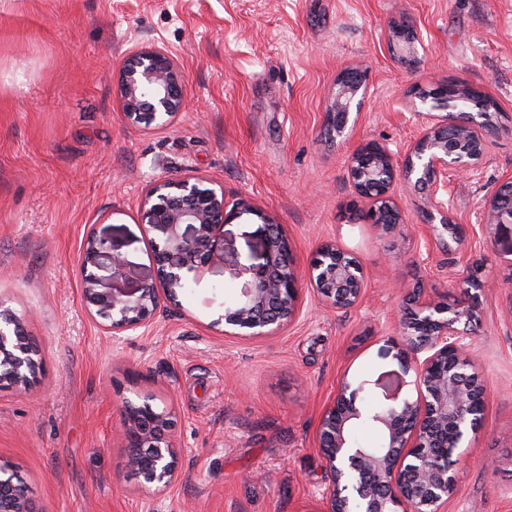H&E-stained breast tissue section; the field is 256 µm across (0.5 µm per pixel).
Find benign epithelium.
Listing matches in <instances>:
<instances>
[{
  "instance_id": "benign-epithelium-1",
  "label": "benign epithelium",
  "mask_w": 512,
  "mask_h": 512,
  "mask_svg": "<svg viewBox=\"0 0 512 512\" xmlns=\"http://www.w3.org/2000/svg\"><path fill=\"white\" fill-rule=\"evenodd\" d=\"M420 33L398 28L389 38L393 56L414 64ZM366 82V72L355 70L338 78L334 111L326 126L334 137L347 128L356 97ZM458 90L477 93L462 80L450 81L429 93L422 103L452 108L462 101ZM121 98L125 115L134 123L165 125L184 106L181 75L174 55L163 46H135L121 67ZM448 124L426 130L397 170L391 150L367 143L353 152L349 177L357 194L371 200L361 219L385 233L403 223L390 192L398 179L429 193L432 209L426 223L434 243L448 247V236L458 227L448 218V169L472 171L487 147L488 128L476 118L448 137ZM140 224L153 247L156 279L115 292L103 285L96 270L107 266L113 279L128 276L126 257L89 235L82 253V292L88 308L110 321L112 334L147 328L160 300L177 297L187 274L204 268L224 237V224L255 215L241 202L227 209L224 190L206 178L177 179L151 188L139 205ZM260 263L235 260L244 278L238 298L224 305V326L237 336H269L299 314L301 282L308 280L318 299L337 311L358 306L365 296L364 271L350 252L330 241L323 243L306 269L280 225L264 217ZM485 224L497 247L512 256V176L502 181L485 206ZM493 283L467 275L458 285L460 300L431 302L420 293L406 296L395 320L397 335L384 340L382 354L392 356L400 372L377 380L384 401L371 406L362 393L364 383L343 379L333 404L321 417L318 447L332 472L326 512H441L455 487L457 466L464 460L463 444L476 431L485 410L483 387L474 368L475 346L462 324L477 316L478 295L472 290ZM25 333L23 320L0 310V386L24 390L39 372V350ZM412 375L417 396L399 398L404 376ZM153 396L125 400L120 408V434L126 441L121 469L140 483L163 491L177 478L181 452L173 441L171 413L152 405ZM360 421L374 426L382 444L374 449L352 442L350 431ZM449 456V465L436 463ZM0 512H36L17 471L0 463Z\"/></svg>"
}]
</instances>
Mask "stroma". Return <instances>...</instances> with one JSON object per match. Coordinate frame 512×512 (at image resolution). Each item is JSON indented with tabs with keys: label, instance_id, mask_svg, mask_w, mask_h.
<instances>
[{
	"label": "stroma",
	"instance_id": "obj_1",
	"mask_svg": "<svg viewBox=\"0 0 512 512\" xmlns=\"http://www.w3.org/2000/svg\"><path fill=\"white\" fill-rule=\"evenodd\" d=\"M422 36L418 65L388 50L394 24ZM178 63L185 106L168 125L122 109L119 69L135 46ZM366 94L343 137L323 133L345 71ZM462 79L494 101L473 172L448 173V215L463 229L429 240V198L397 182L404 225L391 233L349 210L369 207L348 175L369 142L398 159L445 110L422 89ZM205 177L252 215L224 227V247L190 295L162 300L151 327L115 337L82 294L81 256L96 235L131 264L125 288L154 279L139 204L168 180ZM512 176V0H0V308L21 317L43 369L29 389L0 388V462L22 476L37 512H321L332 484L317 445L343 375L397 369L379 349L395 335L404 291L454 302L480 262L475 371L485 410L444 512H512V257L482 222ZM281 224L300 266L336 241L366 273L345 312L303 288L296 320L270 336L224 331L242 281L230 255L259 261L262 217ZM151 394L171 411L177 480L144 488L119 468L123 398Z\"/></svg>",
	"mask_w": 512,
	"mask_h": 512
}]
</instances>
